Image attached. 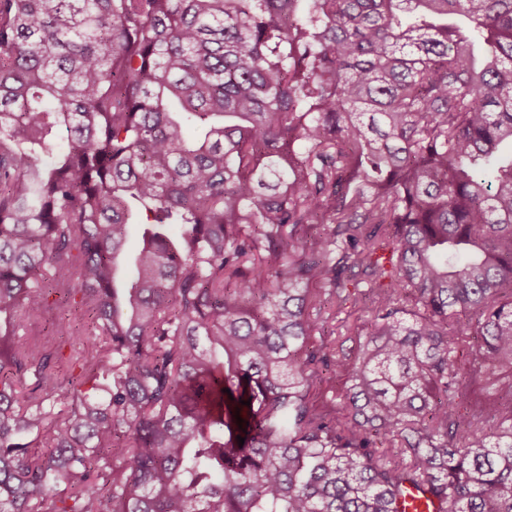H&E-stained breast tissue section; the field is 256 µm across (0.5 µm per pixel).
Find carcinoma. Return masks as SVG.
I'll list each match as a JSON object with an SVG mask.
<instances>
[{
	"label": "carcinoma",
	"instance_id": "obj_1",
	"mask_svg": "<svg viewBox=\"0 0 512 512\" xmlns=\"http://www.w3.org/2000/svg\"><path fill=\"white\" fill-rule=\"evenodd\" d=\"M506 142L512 0H0V512H512Z\"/></svg>",
	"mask_w": 512,
	"mask_h": 512
}]
</instances>
